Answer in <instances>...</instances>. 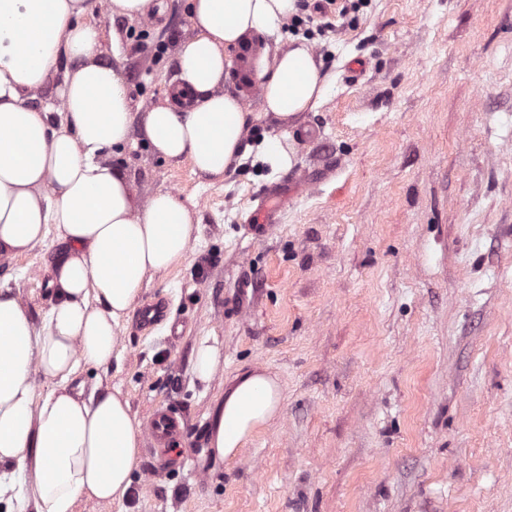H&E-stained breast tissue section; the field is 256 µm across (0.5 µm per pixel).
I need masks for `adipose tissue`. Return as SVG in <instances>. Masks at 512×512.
I'll return each mask as SVG.
<instances>
[{
	"label": "adipose tissue",
	"instance_id": "ef3b65f1",
	"mask_svg": "<svg viewBox=\"0 0 512 512\" xmlns=\"http://www.w3.org/2000/svg\"><path fill=\"white\" fill-rule=\"evenodd\" d=\"M153 0H0V256L25 255L55 231L35 323L0 288V512H75L79 500L122 501L139 466L141 426L121 391L85 393L84 371L108 370L122 322L154 275L185 260L189 208L165 191L139 198L113 164L131 141L119 63L103 59V18H148ZM194 37L176 50L175 84L149 106L142 133L163 160L224 178L243 149L249 112L225 90L232 49L277 36L296 0H187ZM69 69H61V62ZM61 74L52 100L36 93ZM249 81L262 116L280 123L316 110L331 81L312 47L291 41L262 57ZM49 383L37 393L35 379ZM282 388L262 368L236 375L217 404L209 446L233 458L281 412Z\"/></svg>",
	"mask_w": 512,
	"mask_h": 512
}]
</instances>
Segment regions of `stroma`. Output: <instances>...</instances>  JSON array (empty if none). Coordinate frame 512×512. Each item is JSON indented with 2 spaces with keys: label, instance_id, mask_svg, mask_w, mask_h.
I'll use <instances>...</instances> for the list:
<instances>
[{
  "label": "stroma",
  "instance_id": "1",
  "mask_svg": "<svg viewBox=\"0 0 512 512\" xmlns=\"http://www.w3.org/2000/svg\"><path fill=\"white\" fill-rule=\"evenodd\" d=\"M162 2L151 25L103 22L137 119L194 34L186 0ZM299 2L333 86L289 129L292 168L261 158L286 129L258 99L224 179L141 143L120 157L140 197L179 194L195 228L186 261L141 297L165 302V321L130 312L120 359L83 378L121 390L139 421L185 414L194 466L136 472L123 502L76 512H512V0H364L344 17ZM284 181L295 194L250 243L257 194ZM55 251L49 237L0 260L38 321ZM206 336L223 347L207 388L192 374ZM254 367L278 376L282 412L218 461L216 399Z\"/></svg>",
  "mask_w": 512,
  "mask_h": 512
}]
</instances>
